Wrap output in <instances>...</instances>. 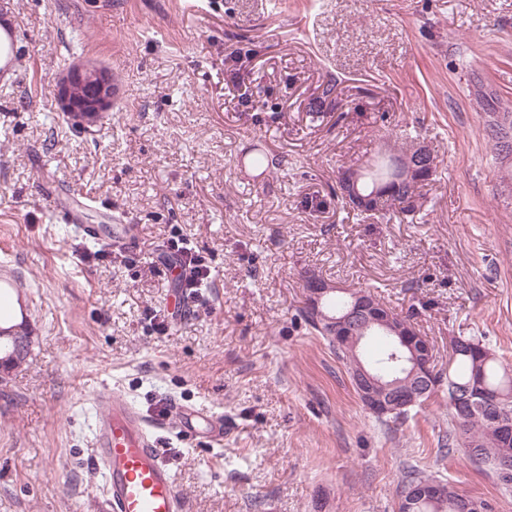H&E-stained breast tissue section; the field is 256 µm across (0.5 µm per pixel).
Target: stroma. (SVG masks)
Instances as JSON below:
<instances>
[{
    "label": "stroma",
    "instance_id": "stroma-1",
    "mask_svg": "<svg viewBox=\"0 0 512 512\" xmlns=\"http://www.w3.org/2000/svg\"><path fill=\"white\" fill-rule=\"evenodd\" d=\"M0 30V261L28 332L0 374V512H105V385L152 419L174 397L223 414V447L162 435L183 512H397L410 465L512 512L494 472L441 453L444 395L376 419L300 315L311 270L411 315L440 370L460 335L512 364V189L485 100L512 112V0H0ZM87 60L119 96L83 129L56 89ZM413 143L438 160L415 211L337 198L341 167ZM256 144L281 168H241ZM61 205L132 225L133 247L82 240ZM175 231L211 272L180 314Z\"/></svg>",
    "mask_w": 512,
    "mask_h": 512
}]
</instances>
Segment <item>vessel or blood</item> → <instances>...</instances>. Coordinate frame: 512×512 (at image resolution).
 I'll list each match as a JSON object with an SVG mask.
<instances>
[{"instance_id":"obj_1","label":"vessel or blood","mask_w":512,"mask_h":512,"mask_svg":"<svg viewBox=\"0 0 512 512\" xmlns=\"http://www.w3.org/2000/svg\"><path fill=\"white\" fill-rule=\"evenodd\" d=\"M60 218L76 224L73 209L62 207ZM87 240L123 246L132 239L128 224H76ZM102 409L90 442L94 462L106 477L105 501L110 512H180L174 478L157 451L158 433L173 428L182 439L206 435L210 446L224 444V417L173 403V421L150 419L127 396L105 389L98 396Z\"/></svg>"}]
</instances>
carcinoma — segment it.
I'll return each mask as SVG.
<instances>
[{
	"label": "carcinoma",
	"instance_id": "cac0c4a2",
	"mask_svg": "<svg viewBox=\"0 0 512 512\" xmlns=\"http://www.w3.org/2000/svg\"><path fill=\"white\" fill-rule=\"evenodd\" d=\"M490 117L495 147H500L505 140L512 149V113L492 112ZM429 161L425 173L405 183L394 180L393 156L386 152L358 168L359 177L354 187L363 199L359 211L376 213L386 207H414L418 188L437 170L436 157L430 156ZM357 294L367 296L374 310L394 323H412L411 316L397 312L362 288H343L325 295L320 301L318 313L322 317L319 319L307 306L303 307L302 314L336 349V356L346 366L349 376H354L357 362L361 361L373 375L386 381L406 379L401 360L393 359L396 349L389 332L376 327L368 331L356 347L347 339L338 342L328 334L326 320L347 313ZM431 372L428 384L417 380L410 382L408 390L414 394L410 404L420 405L441 387H446L450 425L443 448L450 456L463 451L471 460L495 471L502 482L511 484L512 455L503 458V437L490 427L489 417L498 413L512 415V371L483 340L455 336L450 340L448 382H443V373L436 366H431ZM398 512H492V508L486 501L465 496L447 482L410 466L400 482Z\"/></svg>",
	"mask_w": 512,
	"mask_h": 512
}]
</instances>
